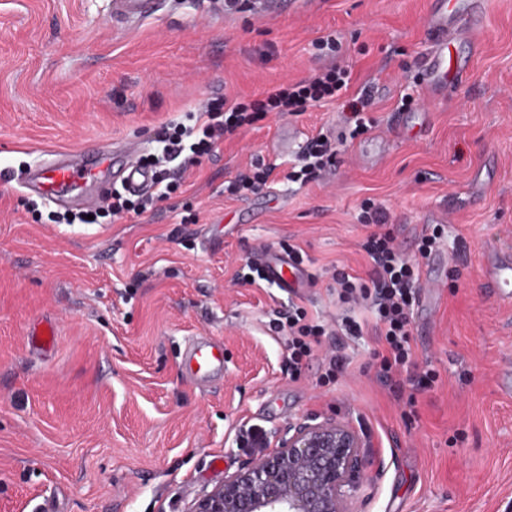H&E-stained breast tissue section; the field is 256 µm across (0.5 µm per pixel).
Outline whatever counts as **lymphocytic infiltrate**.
Instances as JSON below:
<instances>
[{"label":"lymphocytic infiltrate","instance_id":"f902f5d3","mask_svg":"<svg viewBox=\"0 0 512 512\" xmlns=\"http://www.w3.org/2000/svg\"><path fill=\"white\" fill-rule=\"evenodd\" d=\"M350 81V71L335 66L310 80L279 85L262 100L245 103L227 96L206 102L199 108L194 125L178 122L162 128L158 134L162 155L147 160L148 167L155 171L153 190L134 199L119 190H112L105 196L104 209L115 215L130 211L139 213L148 205L168 199L173 186L159 170V162L177 160L185 168L199 165L201 157L211 153L220 140L251 124L262 112L293 114L305 111L308 105L343 96L347 99V120L353 123L354 134L366 132L365 114L373 101L366 94L347 98ZM337 154L335 140L314 137L303 148L299 167L289 168L285 178L288 182L303 184L317 179L335 167ZM362 220L371 229L363 244L371 269L365 279L342 269L333 270L337 301L348 308L347 314L336 322V333L359 338L364 332L373 331L382 344L381 350L373 354L378 377L412 407L416 404L415 391L431 387L437 378L434 369L420 366L414 358L412 319L421 291V263L440 246L445 230L439 224L426 228L417 240L416 255L410 258L402 253L388 229L382 208L365 210ZM355 307L364 308L367 318L360 320L352 316L351 310ZM273 329L287 333L288 362L295 373L300 372L304 360L311 357L315 346L320 345L322 336L327 333L322 321L309 316L307 309L298 305L286 318L275 319Z\"/></svg>","mask_w":512,"mask_h":512}]
</instances>
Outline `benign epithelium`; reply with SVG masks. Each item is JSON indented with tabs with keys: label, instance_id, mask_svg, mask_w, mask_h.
Returning a JSON list of instances; mask_svg holds the SVG:
<instances>
[{
	"label": "benign epithelium",
	"instance_id": "obj_1",
	"mask_svg": "<svg viewBox=\"0 0 512 512\" xmlns=\"http://www.w3.org/2000/svg\"><path fill=\"white\" fill-rule=\"evenodd\" d=\"M288 431L275 450L198 494L188 512H355V490L366 479L359 434L337 419Z\"/></svg>",
	"mask_w": 512,
	"mask_h": 512
}]
</instances>
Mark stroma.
<instances>
[{
	"label": "stroma",
	"instance_id": "1",
	"mask_svg": "<svg viewBox=\"0 0 512 512\" xmlns=\"http://www.w3.org/2000/svg\"><path fill=\"white\" fill-rule=\"evenodd\" d=\"M117 21L112 0H0V512H186L251 454L244 424L266 435L340 418L368 443L357 512H512V397L497 372L512 358V306L485 295L487 244L512 246V0H483L465 80L427 97L422 64L431 0H158ZM332 34L335 58L317 38ZM349 67L351 93L375 100L367 133L344 141L335 169L284 182L283 128L300 140L345 128L344 100L268 113L180 172L168 200L98 224L25 187L24 173L83 143L132 148L211 98H264L273 87ZM262 189L227 187L252 157ZM374 200L404 254L444 225L442 287L420 302L415 359L438 377L415 408L376 377L374 335L326 336L299 375L269 329L289 303L341 314L333 269L367 277L361 204ZM299 248L296 294L252 283L263 252ZM52 324L56 340L29 344ZM199 336L224 345V376L201 388L182 373ZM349 360L325 384L326 354Z\"/></svg>",
	"mask_w": 512,
	"mask_h": 512
}]
</instances>
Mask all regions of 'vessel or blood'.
Returning a JSON list of instances; mask_svg holds the SVG:
<instances>
[{"label": "vessel or blood", "instance_id": "obj_1", "mask_svg": "<svg viewBox=\"0 0 512 512\" xmlns=\"http://www.w3.org/2000/svg\"><path fill=\"white\" fill-rule=\"evenodd\" d=\"M115 15L121 19L143 18L152 13L150 0H114ZM480 0H459L457 7H449L446 0H435L427 23L436 43L427 56L424 66L428 73L425 88L431 98L447 97L467 75L466 62H453L448 50L456 41L472 40L473 27L462 25V14L479 15ZM120 167L122 180L130 188L140 189L151 181L149 172L123 160L119 151L98 145H87L71 155L69 160L54 164L32 177L33 183L45 196H55L58 189L81 188L82 185L99 183L113 169ZM257 261L267 280L281 288H295L304 278L301 269L295 267L288 257L263 253ZM483 279L488 292L502 303L512 304V251L493 249L483 265ZM187 374L204 378L224 366V353L220 344L200 338L189 343L184 360Z\"/></svg>", "mask_w": 512, "mask_h": 512}]
</instances>
